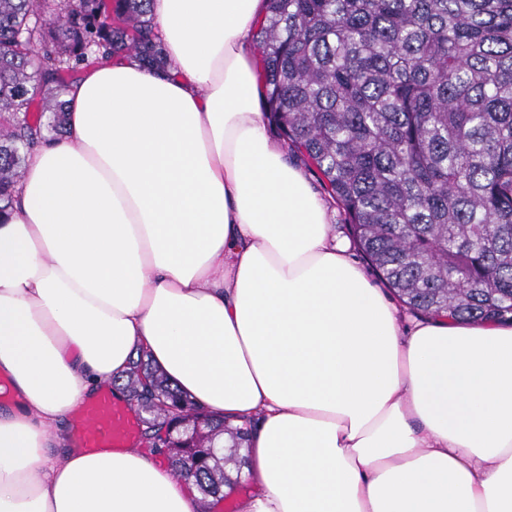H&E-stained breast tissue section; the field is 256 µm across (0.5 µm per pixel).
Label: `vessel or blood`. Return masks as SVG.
Returning a JSON list of instances; mask_svg holds the SVG:
<instances>
[{
	"instance_id": "vessel-or-blood-1",
	"label": "vessel or blood",
	"mask_w": 512,
	"mask_h": 512,
	"mask_svg": "<svg viewBox=\"0 0 512 512\" xmlns=\"http://www.w3.org/2000/svg\"><path fill=\"white\" fill-rule=\"evenodd\" d=\"M139 433V420L128 402L117 400L110 389H102L77 409L73 429L75 448L133 447Z\"/></svg>"
}]
</instances>
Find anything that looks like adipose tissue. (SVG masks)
<instances>
[{
	"label": "adipose tissue",
	"instance_id": "obj_1",
	"mask_svg": "<svg viewBox=\"0 0 512 512\" xmlns=\"http://www.w3.org/2000/svg\"><path fill=\"white\" fill-rule=\"evenodd\" d=\"M167 67L66 94L0 217V512H201L149 448L59 422L146 351L250 424L240 512H512V324L404 327L268 133L265 0H151Z\"/></svg>",
	"mask_w": 512,
	"mask_h": 512
}]
</instances>
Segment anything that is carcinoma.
<instances>
[{
    "instance_id": "carcinoma-1",
    "label": "carcinoma",
    "mask_w": 512,
    "mask_h": 512,
    "mask_svg": "<svg viewBox=\"0 0 512 512\" xmlns=\"http://www.w3.org/2000/svg\"><path fill=\"white\" fill-rule=\"evenodd\" d=\"M150 2L0 0V211L43 132L63 135L82 69L120 53L167 64ZM254 41L269 126L394 294L428 317L512 321V0H269ZM145 358L126 372L144 435L170 434L174 468L192 463L202 499L220 496L212 439L241 448L247 430Z\"/></svg>"
}]
</instances>
